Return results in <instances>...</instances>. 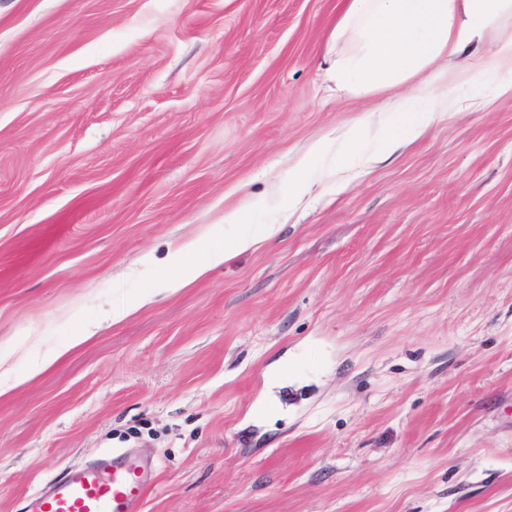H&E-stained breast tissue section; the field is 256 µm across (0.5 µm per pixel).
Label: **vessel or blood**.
I'll return each mask as SVG.
<instances>
[{
  "instance_id": "1",
  "label": "vessel or blood",
  "mask_w": 512,
  "mask_h": 512,
  "mask_svg": "<svg viewBox=\"0 0 512 512\" xmlns=\"http://www.w3.org/2000/svg\"><path fill=\"white\" fill-rule=\"evenodd\" d=\"M152 465L124 451L77 468L30 495L26 512H138Z\"/></svg>"
}]
</instances>
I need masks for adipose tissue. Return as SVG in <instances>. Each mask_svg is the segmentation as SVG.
Listing matches in <instances>:
<instances>
[{"instance_id":"ef3b65f1","label":"adipose tissue","mask_w":512,"mask_h":512,"mask_svg":"<svg viewBox=\"0 0 512 512\" xmlns=\"http://www.w3.org/2000/svg\"><path fill=\"white\" fill-rule=\"evenodd\" d=\"M512 20V0H348L329 37L327 73L338 90L378 102L364 128L376 129L380 153L389 155L427 133L442 117L454 114L458 99L448 87L450 69L467 83L480 82L491 71L512 73V36L500 39L491 53L480 47L488 35ZM348 158H340L336 142L318 141L313 153L332 157L325 173L347 171L350 160L368 168L376 160L368 146L348 138ZM277 225L234 239L231 247L206 251L195 262L200 240L180 245L176 257L188 262L186 273L165 278L167 288H180L235 254L257 249L274 237Z\"/></svg>"}]
</instances>
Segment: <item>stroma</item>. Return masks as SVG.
I'll return each instance as SVG.
<instances>
[{"instance_id":"stroma-1","label":"stroma","mask_w":512,"mask_h":512,"mask_svg":"<svg viewBox=\"0 0 512 512\" xmlns=\"http://www.w3.org/2000/svg\"><path fill=\"white\" fill-rule=\"evenodd\" d=\"M344 6L0 0V512L116 448L139 512H512V99L341 185L312 160L177 292L140 262L278 223L372 107L325 76ZM311 153L320 154L323 156H331L336 158L335 161L332 162L326 169L325 174L329 177L331 176H338L340 173L347 171L349 168V163L346 161L345 158H340V155L336 149V139H325L318 141L315 143L311 149ZM280 224H262L257 231L244 233L232 242L231 247L224 249H207L206 261L204 263H194L191 258L202 248L200 239L190 240L180 245L172 255L173 258L179 257L189 268L185 274L174 277H168L163 280L166 288H181L193 280L203 276L210 268L218 266L229 260L235 254L256 250L264 241L274 237Z\"/></svg>"}]
</instances>
